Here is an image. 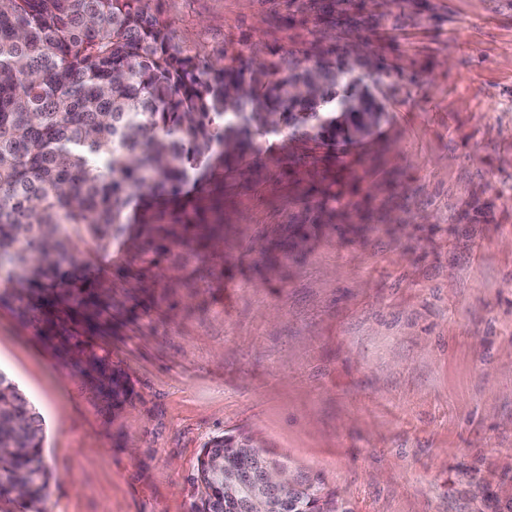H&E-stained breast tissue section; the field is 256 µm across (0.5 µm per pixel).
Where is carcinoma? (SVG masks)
<instances>
[{
  "label": "carcinoma",
  "instance_id": "cac0c4a2",
  "mask_svg": "<svg viewBox=\"0 0 512 512\" xmlns=\"http://www.w3.org/2000/svg\"><path fill=\"white\" fill-rule=\"evenodd\" d=\"M311 65L290 54L226 64L173 42L146 0H0V306L39 325L44 342L122 405L130 388L99 352L112 330V289L81 277V249L66 226L83 227L104 252L130 237L155 255L205 228L203 191H184L286 132L327 149L379 125L380 67L347 55ZM244 435L206 442L197 458L191 512L232 507L220 456L236 470ZM41 414L0 372V512H43L51 473ZM279 498L307 512H349L309 476Z\"/></svg>",
  "mask_w": 512,
  "mask_h": 512
}]
</instances>
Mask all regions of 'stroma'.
Instances as JSON below:
<instances>
[{"label":"stroma","instance_id":"35a3bbf8","mask_svg":"<svg viewBox=\"0 0 512 512\" xmlns=\"http://www.w3.org/2000/svg\"><path fill=\"white\" fill-rule=\"evenodd\" d=\"M326 0H149L190 54L306 59ZM383 70L381 125L260 139L209 183L223 241L158 265L82 257L112 290L113 407L0 307V371L46 427V512H189L204 444L245 433L351 512H465L512 485V0H335Z\"/></svg>","mask_w":512,"mask_h":512}]
</instances>
